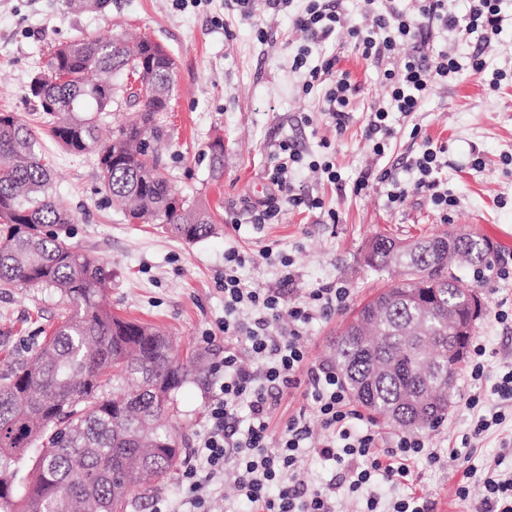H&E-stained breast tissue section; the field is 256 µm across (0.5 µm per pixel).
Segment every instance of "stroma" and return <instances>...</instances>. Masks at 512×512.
<instances>
[{"label": "stroma", "mask_w": 512, "mask_h": 512, "mask_svg": "<svg viewBox=\"0 0 512 512\" xmlns=\"http://www.w3.org/2000/svg\"><path fill=\"white\" fill-rule=\"evenodd\" d=\"M224 2L183 6L179 0H108L96 11L70 6L67 0H0V113H17L31 125H38L40 114L28 99L29 84L55 45L128 33L160 44L176 63L171 109L163 115L172 133L165 173L182 195L219 212L222 222L212 236L188 244L158 225L130 223L102 190L94 154H70L50 136L40 138L58 195L77 218L70 227L71 241L103 263L110 279L105 302L114 313L174 336L179 356L200 353L211 361L221 359L224 252L235 248L249 256L240 271L247 287L276 288L280 269L261 252L268 245L294 261L292 299L339 282L353 290L345 308L314 320L305 333L309 362L325 363L343 325L390 283L364 261V247L373 236L409 238L470 229L489 241L491 258L512 265V246L504 244L512 236V84L492 91L480 75L467 74L439 87L412 117L419 138L399 132L379 159L370 153L363 129L370 106L381 103L386 93L376 67L355 54L347 34L311 43L294 28L293 11L276 12L256 0L255 18L249 21ZM260 27L266 40L257 38ZM304 44L316 55L324 49L336 52L341 67L362 87L343 135H336L322 114L317 94H303L304 74L291 69L292 56ZM424 138L447 148L443 175L458 205L445 215L422 193H409L393 208L387 184L374 185L358 197L345 195L308 170L309 160L327 151L344 180L373 166L410 182L414 174L409 164ZM217 139L224 142V169L215 176L207 151ZM286 139L303 157L291 172L296 191L322 198L326 209L287 207L273 223L254 225L252 208L273 190L268 168ZM330 208L338 212V222L327 217ZM477 290L483 311L473 336L486 345L487 361L497 368L512 362V321L495 319L500 310L512 314V283L489 281ZM63 308L54 291L0 289V361L28 355ZM209 392L210 381L203 378L187 383L178 395L177 446L182 453L195 448L205 431ZM472 394L479 395L484 409L499 405L490 385L457 379L443 427L426 435L430 447L440 449L441 463L415 461L409 487L377 480L381 497L412 490L432 502L433 512H470L484 488L479 478H472L469 500L456 498L462 472L451 451L472 430L463 406ZM472 454L477 467L497 460L502 469L512 468V420L475 439Z\"/></svg>", "instance_id": "1"}]
</instances>
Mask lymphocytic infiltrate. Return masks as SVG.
I'll return each instance as SVG.
<instances>
[{
	"label": "lymphocytic infiltrate",
	"mask_w": 512,
	"mask_h": 512,
	"mask_svg": "<svg viewBox=\"0 0 512 512\" xmlns=\"http://www.w3.org/2000/svg\"><path fill=\"white\" fill-rule=\"evenodd\" d=\"M465 14L449 10L448 0H411L406 9L386 7L372 12L369 25L347 21L329 0H304L293 22L301 33L328 40L333 33L347 30L354 51L378 66L387 89V105L371 110L363 135L376 156H384L396 128L392 114L408 118L418 112L439 84L456 79L464 68L488 75L489 86L512 80V71L490 67L484 53L490 38L499 34L507 19L504 0H468ZM448 35L456 42L473 43L467 61L448 53H433L434 34ZM411 44V53L396 58L402 44ZM309 47L298 48L291 67L304 72V92L323 86L322 110L336 133H343L352 119V102L360 94V84L349 71L340 68L337 55L320 56L310 63ZM444 147L422 141L412 162L418 172L411 185L393 180L390 171L370 168L359 172L351 192L361 195L373 183L391 185L388 199L403 203L409 191L427 194L440 210L456 206L457 200L442 190L441 160ZM301 156L294 144L281 142L269 173L274 189L266 202L253 214L257 224L278 218L282 206L323 207L317 197L295 193L288 173ZM246 262L245 255L231 249L224 253L225 336L240 337L248 354L240 356L228 349L214 366L222 381L207 407V427L197 448L185 457L181 483L186 491L189 512H210L206 489L215 478L233 472L235 491L248 512H335L333 496L338 483L356 490L375 477L402 484L408 482L411 466L423 458L436 464L441 460L425 439L414 434L396 436L390 446L380 447V434L372 421L353 406L344 379L335 368L311 364L306 360L302 339L305 325L314 319L342 309L350 300L349 288L325 286L312 289L299 301L290 300L285 288L291 282L289 257H281V287L256 289L246 287L237 274ZM486 346L473 343L469 375L472 380H492L501 400L512 403V365L491 371L486 360ZM304 386L310 413L289 417L278 439H271L269 421L280 396L291 387ZM247 409L249 420L241 422L239 411ZM316 415L324 435L313 455L331 462L338 470L337 481L312 486L300 475L302 450L310 438L309 415Z\"/></svg>",
	"instance_id": "f902f5d3"
}]
</instances>
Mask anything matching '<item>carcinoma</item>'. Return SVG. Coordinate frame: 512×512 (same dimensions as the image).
<instances>
[{
    "instance_id": "cac0c4a2",
    "label": "carcinoma",
    "mask_w": 512,
    "mask_h": 512,
    "mask_svg": "<svg viewBox=\"0 0 512 512\" xmlns=\"http://www.w3.org/2000/svg\"><path fill=\"white\" fill-rule=\"evenodd\" d=\"M142 55L153 59L156 88L171 92L175 63L164 48L117 34L55 46L29 98L60 147L97 156L103 188L128 220L198 242L219 216L185 197L171 203L177 191L163 172L168 134L157 111L165 100L134 90ZM116 70L133 80L113 82ZM123 104L138 107V118L101 141L97 114ZM73 223L38 132L0 113V288L54 290L68 302L30 355L0 369V512H128L176 466L175 395L203 373L200 355L178 362L169 337L101 306L105 268L69 241ZM400 243L370 242L367 265L400 277L344 326L331 360L362 407L401 429L434 431L461 364L455 323L471 315L470 288L452 264L484 263L489 244L434 233L410 239L416 251L399 263Z\"/></svg>"
}]
</instances>
